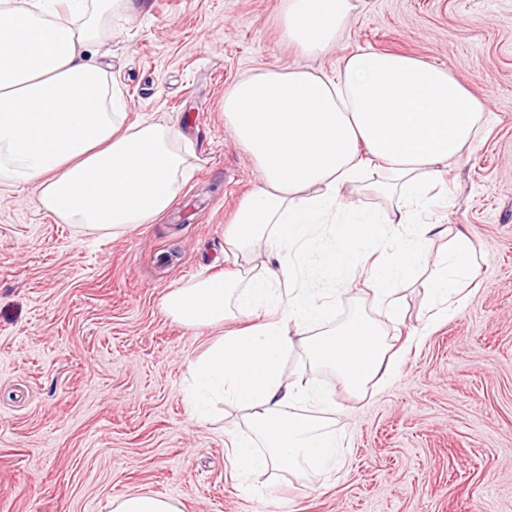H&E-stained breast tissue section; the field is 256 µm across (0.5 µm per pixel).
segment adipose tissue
I'll list each match as a JSON object with an SVG mask.
<instances>
[{"instance_id":"adipose-tissue-1","label":"adipose tissue","mask_w":512,"mask_h":512,"mask_svg":"<svg viewBox=\"0 0 512 512\" xmlns=\"http://www.w3.org/2000/svg\"><path fill=\"white\" fill-rule=\"evenodd\" d=\"M132 8V0H0V179L37 184L44 211L112 235L166 211L185 163L173 128L126 124L123 93L96 59L102 29ZM356 8V0H285V35L304 54L324 53ZM224 116L261 178L224 229L230 268L172 289L161 306L191 327L229 314L262 319L225 334L191 366L203 394L192 415H204L209 397L252 406L249 435L230 449L239 474L290 472L312 460L332 466L335 434L290 410L305 398L323 407L330 400L303 379H283L291 334H307L310 360L335 369L350 392L394 373L397 357L371 318L320 332L323 285L363 265L375 304L396 309L399 285L429 261L432 238L446 235L450 246L429 261L426 285L432 301L461 299L478 269L472 240L416 216L437 203L445 172L468 158L495 117L448 69L364 49L332 76L295 67L243 78L225 94ZM371 165L384 173L376 189L389 207L351 208L337 219L341 190ZM335 221L346 234L321 248L318 229ZM381 227L392 231L397 253L388 251L392 239L375 237ZM263 250L288 259L252 272L249 262Z\"/></svg>"}]
</instances>
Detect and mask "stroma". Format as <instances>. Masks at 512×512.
Wrapping results in <instances>:
<instances>
[{"label":"stroma","instance_id":"stroma-1","mask_svg":"<svg viewBox=\"0 0 512 512\" xmlns=\"http://www.w3.org/2000/svg\"><path fill=\"white\" fill-rule=\"evenodd\" d=\"M284 0H137L103 40L126 121L177 130L188 175L170 207L113 236L48 216L35 184L0 180V512H110L159 494L181 512H512V0H358L335 48L289 44ZM361 48L443 66L497 121L447 176L450 225L483 253L466 299L433 317L423 282L400 308L375 307L360 279L324 328L362 314L401 347L381 386L353 395L312 364L302 340L283 360L327 390L339 464L247 478L232 470L247 406L192 418L188 368L233 321L189 327L162 297L223 273L224 227L260 172L222 105L266 68L332 73ZM422 334L421 342L406 339Z\"/></svg>","mask_w":512,"mask_h":512}]
</instances>
